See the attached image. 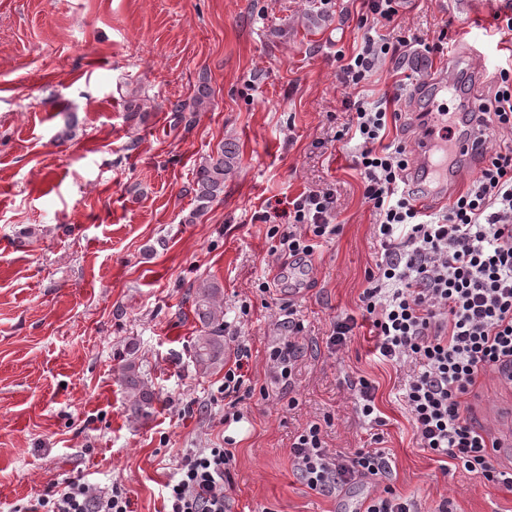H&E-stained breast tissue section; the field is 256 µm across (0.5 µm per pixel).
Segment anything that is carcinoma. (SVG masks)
I'll return each mask as SVG.
<instances>
[{"label":"carcinoma","instance_id":"1","mask_svg":"<svg viewBox=\"0 0 512 512\" xmlns=\"http://www.w3.org/2000/svg\"><path fill=\"white\" fill-rule=\"evenodd\" d=\"M211 96L212 89L207 83L198 85L191 103L193 111L204 108ZM237 160L236 146L226 143L198 166L193 187L196 207L185 217L184 223H196L211 203L224 196V178ZM219 293L216 285L205 281L191 295L193 313L201 324L191 348V362L199 374H208L224 364V309L216 301ZM120 383L133 398V414L138 418L149 417L156 394L132 349L120 366Z\"/></svg>","mask_w":512,"mask_h":512}]
</instances>
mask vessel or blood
Masks as SVG:
<instances>
[{
  "mask_svg": "<svg viewBox=\"0 0 512 512\" xmlns=\"http://www.w3.org/2000/svg\"><path fill=\"white\" fill-rule=\"evenodd\" d=\"M459 76V65L452 61L445 72L431 74L424 82L434 100L427 106L420 134L408 146L410 168L419 182L416 204L422 209L447 204L462 180L487 161L479 100H471L468 112L462 114L447 115L438 110V98L456 91ZM496 415L501 424L496 454L503 457L512 454V407L499 406Z\"/></svg>",
  "mask_w": 512,
  "mask_h": 512,
  "instance_id": "1",
  "label": "vessel or blood"
}]
</instances>
